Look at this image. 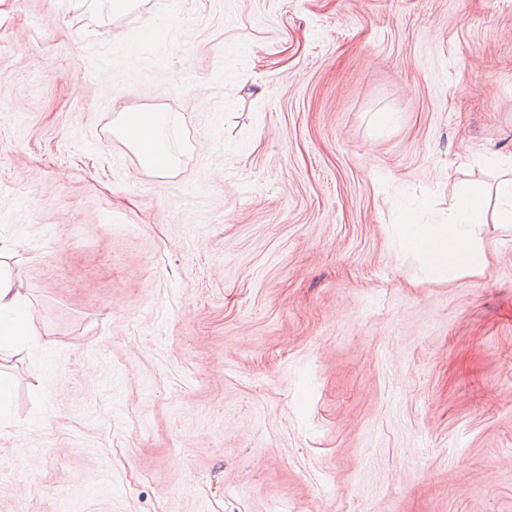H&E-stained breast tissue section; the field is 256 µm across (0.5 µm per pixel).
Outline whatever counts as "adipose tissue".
Listing matches in <instances>:
<instances>
[{
    "mask_svg": "<svg viewBox=\"0 0 512 512\" xmlns=\"http://www.w3.org/2000/svg\"><path fill=\"white\" fill-rule=\"evenodd\" d=\"M163 117L158 112L123 113L118 133L147 169L166 152L160 135ZM403 243L422 262L427 276L437 279L451 272L484 269L487 255L482 244L455 224H416L405 220ZM27 299L19 283L0 275V355H9L35 343L25 315Z\"/></svg>",
    "mask_w": 512,
    "mask_h": 512,
    "instance_id": "ef3b65f1",
    "label": "adipose tissue"
}]
</instances>
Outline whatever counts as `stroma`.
Returning <instances> with one entry per match:
<instances>
[{
  "label": "stroma",
  "instance_id": "1",
  "mask_svg": "<svg viewBox=\"0 0 512 512\" xmlns=\"http://www.w3.org/2000/svg\"><path fill=\"white\" fill-rule=\"evenodd\" d=\"M508 179L512 0H0V512H512ZM118 126V134L135 152L140 163L154 172L157 170L155 159L158 156H168L160 135L163 120L158 112H122ZM170 158V157H169ZM458 207L465 224H485L483 209L477 204L475 195L463 193ZM401 225L405 248L419 258L431 278L479 271L487 264L484 246L458 224H414L407 216ZM20 287V283L0 275V355H10L36 342L25 315L27 299Z\"/></svg>",
  "mask_w": 512,
  "mask_h": 512
}]
</instances>
